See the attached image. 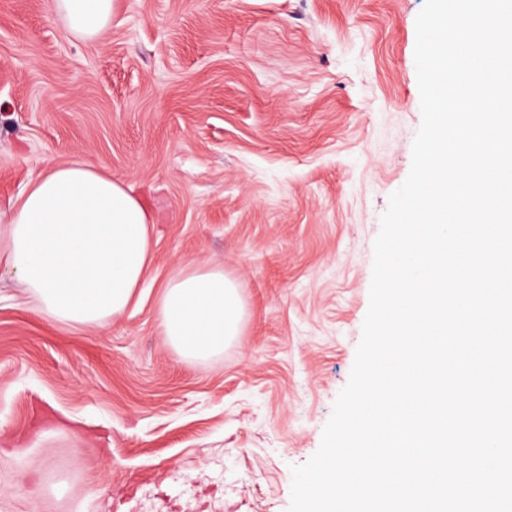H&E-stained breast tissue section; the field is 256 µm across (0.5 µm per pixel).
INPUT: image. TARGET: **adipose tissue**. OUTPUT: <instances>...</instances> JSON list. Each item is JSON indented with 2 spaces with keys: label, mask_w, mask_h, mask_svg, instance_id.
<instances>
[{
  "label": "adipose tissue",
  "mask_w": 512,
  "mask_h": 512,
  "mask_svg": "<svg viewBox=\"0 0 512 512\" xmlns=\"http://www.w3.org/2000/svg\"><path fill=\"white\" fill-rule=\"evenodd\" d=\"M115 0H49L70 34L100 38ZM152 218L144 201L101 165L55 164L0 206V266L25 286L47 319L103 327L121 315L153 261ZM243 306L220 262L180 266L164 283L158 326L188 359L223 352L239 333Z\"/></svg>",
  "instance_id": "adipose-tissue-1"
}]
</instances>
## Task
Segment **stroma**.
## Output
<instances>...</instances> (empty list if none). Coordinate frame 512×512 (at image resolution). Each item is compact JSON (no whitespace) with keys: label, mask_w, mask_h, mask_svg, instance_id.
Returning <instances> with one entry per match:
<instances>
[{"label":"stroma","mask_w":512,"mask_h":512,"mask_svg":"<svg viewBox=\"0 0 512 512\" xmlns=\"http://www.w3.org/2000/svg\"><path fill=\"white\" fill-rule=\"evenodd\" d=\"M425 0H115L98 40L0 0V201L74 159L144 200L154 259L106 327L38 313L0 267V512H287L369 308L373 244L421 126ZM220 261L238 336L157 324ZM162 288L158 326L182 357L209 359L238 335L243 306L223 262L181 265Z\"/></svg>","instance_id":"35a3bbf8"}]
</instances>
